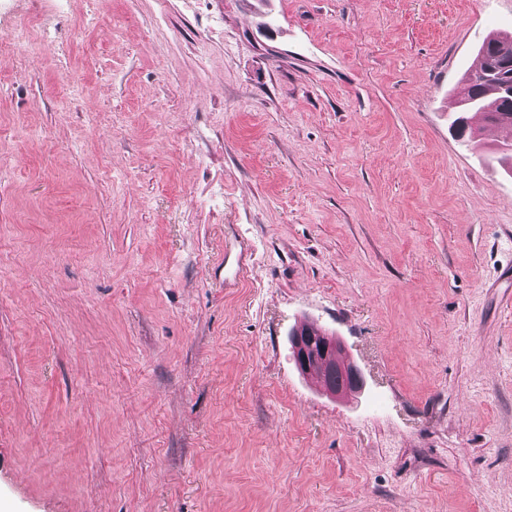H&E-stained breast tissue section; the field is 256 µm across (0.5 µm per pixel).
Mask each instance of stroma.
I'll return each instance as SVG.
<instances>
[{
	"label": "stroma",
	"instance_id": "obj_1",
	"mask_svg": "<svg viewBox=\"0 0 512 512\" xmlns=\"http://www.w3.org/2000/svg\"><path fill=\"white\" fill-rule=\"evenodd\" d=\"M0 512H512V0H0ZM361 374L336 398L301 321ZM494 35L512 36L509 33L491 34L479 49V64L471 73L466 74L460 81V84L466 83V85H471V89L474 94L473 98H470V102L467 104L463 102V104H465L463 106H460L461 100L457 98V104L460 107L461 115L457 117L456 123L462 133L466 128H470V119L476 115H481L486 121L508 123L512 126V106L511 110H501L500 106L497 104V98L496 95L492 93L490 81L485 72V62L481 56L482 51L485 50L487 40ZM468 114H473V116L470 117Z\"/></svg>",
	"mask_w": 512,
	"mask_h": 512
}]
</instances>
